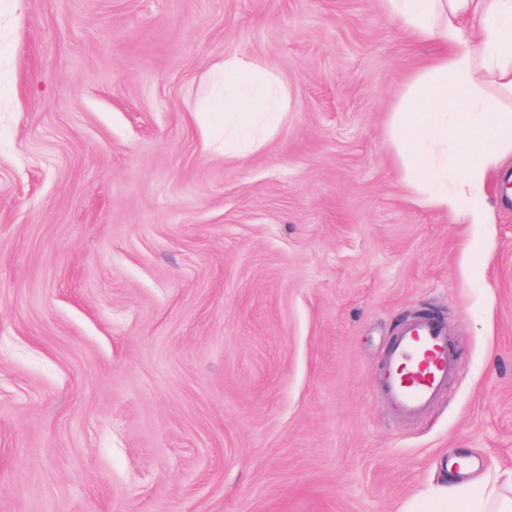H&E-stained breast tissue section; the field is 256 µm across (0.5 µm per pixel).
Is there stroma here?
<instances>
[{"instance_id": "obj_1", "label": "stroma", "mask_w": 512, "mask_h": 512, "mask_svg": "<svg viewBox=\"0 0 512 512\" xmlns=\"http://www.w3.org/2000/svg\"><path fill=\"white\" fill-rule=\"evenodd\" d=\"M234 52L288 114L243 161L187 92ZM438 49L381 0H0V512H454L512 480V195L416 202L388 129ZM458 370L396 415L423 311ZM457 367L446 324L419 316L406 323L392 343L382 385L394 411L416 419L434 406Z\"/></svg>"}]
</instances>
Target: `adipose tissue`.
<instances>
[{"mask_svg": "<svg viewBox=\"0 0 512 512\" xmlns=\"http://www.w3.org/2000/svg\"><path fill=\"white\" fill-rule=\"evenodd\" d=\"M388 17L438 56L408 83L389 127L405 184L421 203L469 224H491L490 171L512 159V0H382ZM200 111L224 155L244 158L274 136L288 86L258 62L226 54ZM457 512H512V496L479 479Z\"/></svg>", "mask_w": 512, "mask_h": 512, "instance_id": "ef3b65f1", "label": "adipose tissue"}]
</instances>
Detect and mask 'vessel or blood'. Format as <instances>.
<instances>
[{
  "label": "vessel or blood",
  "mask_w": 512,
  "mask_h": 512,
  "mask_svg": "<svg viewBox=\"0 0 512 512\" xmlns=\"http://www.w3.org/2000/svg\"><path fill=\"white\" fill-rule=\"evenodd\" d=\"M456 371L446 324L420 316L406 323L392 343L381 379L394 411L415 419L434 406Z\"/></svg>",
  "instance_id": "b4317fda"
}]
</instances>
